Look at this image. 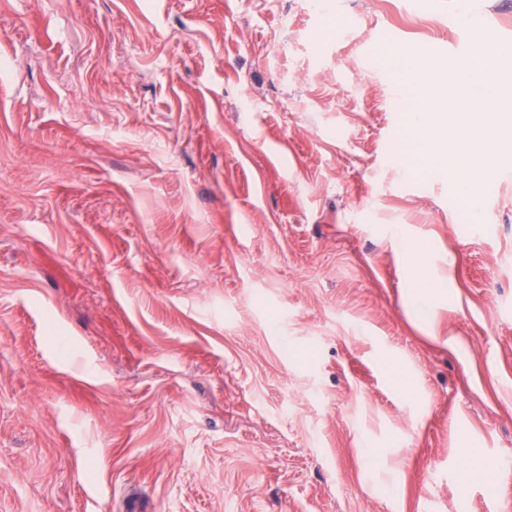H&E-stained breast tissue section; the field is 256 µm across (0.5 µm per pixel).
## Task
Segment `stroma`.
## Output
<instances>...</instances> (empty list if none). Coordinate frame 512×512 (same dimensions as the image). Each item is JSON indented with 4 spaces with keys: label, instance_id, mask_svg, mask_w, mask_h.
<instances>
[{
    "label": "stroma",
    "instance_id": "stroma-1",
    "mask_svg": "<svg viewBox=\"0 0 512 512\" xmlns=\"http://www.w3.org/2000/svg\"><path fill=\"white\" fill-rule=\"evenodd\" d=\"M490 41L512 0H0V512H512V160L473 218L389 62ZM399 249L406 259L408 279L407 301L414 313L425 323L428 322L433 304L448 296V282L429 271L426 262L427 246L400 240ZM467 464V474L482 480L491 490L497 489L499 477L494 466L484 461L483 457L470 448L463 450Z\"/></svg>",
    "mask_w": 512,
    "mask_h": 512
}]
</instances>
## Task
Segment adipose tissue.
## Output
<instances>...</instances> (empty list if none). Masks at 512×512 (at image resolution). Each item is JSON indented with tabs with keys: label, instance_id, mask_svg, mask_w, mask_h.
Masks as SVG:
<instances>
[{
	"label": "adipose tissue",
	"instance_id": "1",
	"mask_svg": "<svg viewBox=\"0 0 512 512\" xmlns=\"http://www.w3.org/2000/svg\"><path fill=\"white\" fill-rule=\"evenodd\" d=\"M399 249L408 268V304L421 321H428L433 304L447 296L448 282L430 272L426 264V245L403 240L399 243Z\"/></svg>",
	"mask_w": 512,
	"mask_h": 512
}]
</instances>
